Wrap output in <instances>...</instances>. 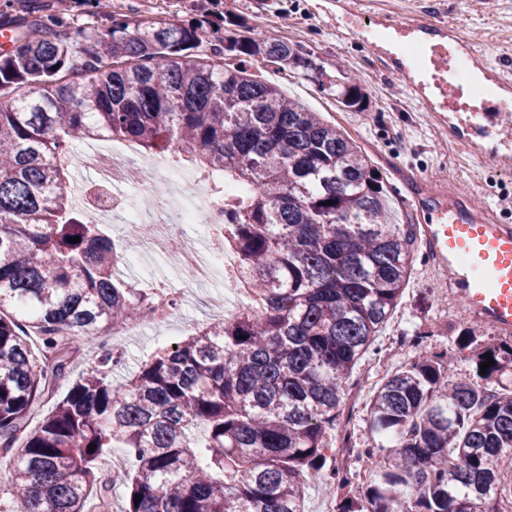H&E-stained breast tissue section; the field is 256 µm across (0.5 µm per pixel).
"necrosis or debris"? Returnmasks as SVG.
Masks as SVG:
<instances>
[{
	"label": "necrosis or debris",
	"instance_id": "4bbe7bcc",
	"mask_svg": "<svg viewBox=\"0 0 512 512\" xmlns=\"http://www.w3.org/2000/svg\"><path fill=\"white\" fill-rule=\"evenodd\" d=\"M134 163L146 181L165 176V204H157L151 197L146 181L141 185L128 182L127 171ZM77 164L94 179L92 184L71 187L75 207L94 221L121 214L130 236L138 235L141 225H151L145 247L168 259L181 275L177 282L160 278L147 283L145 306L135 320L118 325V334H131L144 325H167L174 319L184 292L213 281L217 272H224L230 287L245 288L237 267H224L223 244L213 240L215 226L224 217L215 204L213 187L203 179H188L170 167L165 156L144 158L136 151L111 149L100 142L85 144L77 154Z\"/></svg>",
	"mask_w": 512,
	"mask_h": 512
}]
</instances>
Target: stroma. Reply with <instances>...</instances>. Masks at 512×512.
Listing matches in <instances>:
<instances>
[{
    "label": "stroma",
    "mask_w": 512,
    "mask_h": 512,
    "mask_svg": "<svg viewBox=\"0 0 512 512\" xmlns=\"http://www.w3.org/2000/svg\"><path fill=\"white\" fill-rule=\"evenodd\" d=\"M363 10L395 25L446 22L492 62L504 64L506 76L512 78V0H433L429 9L422 8L421 0H364ZM202 13L211 14L219 24L236 18L256 38L286 40L324 67L326 76L320 85L298 71L268 67L264 73L287 97L321 113L357 143L384 182L392 223L410 225L416 235L421 232L407 206L412 192L407 175L414 172L422 176L425 187L466 196L475 208L512 224V173L477 163L467 143L453 137L410 96L404 77L378 68L368 45L347 37L329 0H0V24L15 27L34 19L45 23L56 19L78 48L84 47L86 32L107 33L116 18L135 16L186 26ZM343 77L360 86L365 111H347L337 103L333 85ZM458 297L421 248H414L401 301L381 329L375 351L355 367L353 385L369 375L379 379L390 375L427 351L454 355L455 379L475 380L468 352L457 348V332L471 329L480 341L497 337L498 332L457 308ZM234 303V295L220 278L187 296L167 328L144 326L120 337L124 354L112 370L113 377L137 370L159 348L182 340L192 325L212 322L216 311ZM370 398L367 391L355 401L343 397L336 431L349 433L355 449L349 453L336 444L328 454L329 465L356 472L360 484L372 477L365 458L355 454L370 439Z\"/></svg>",
    "instance_id": "obj_1"
}]
</instances>
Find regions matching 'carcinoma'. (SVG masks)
<instances>
[{
  "instance_id": "1",
  "label": "carcinoma",
  "mask_w": 512,
  "mask_h": 512,
  "mask_svg": "<svg viewBox=\"0 0 512 512\" xmlns=\"http://www.w3.org/2000/svg\"><path fill=\"white\" fill-rule=\"evenodd\" d=\"M211 27L207 16L125 17L77 51L43 23L0 55V468L17 495L0 512H86L114 448L130 463L126 512H304L310 472L352 483L326 453L351 374L404 291L413 238L390 222L385 188L344 130L243 67L301 68L318 82L320 65L231 20L196 60ZM336 101L365 109L359 85L339 78ZM103 137L183 152L223 178L224 241L264 308L195 329L118 383L102 356L33 427L71 337L107 336L145 301L111 239L71 204L58 162ZM457 343L477 381L427 352L376 386L371 443L356 449L376 475L337 512L512 504L497 467L512 458V343L467 330Z\"/></svg>"
}]
</instances>
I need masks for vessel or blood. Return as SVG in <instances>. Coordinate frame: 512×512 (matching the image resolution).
Segmentation results:
<instances>
[{
    "mask_svg": "<svg viewBox=\"0 0 512 512\" xmlns=\"http://www.w3.org/2000/svg\"><path fill=\"white\" fill-rule=\"evenodd\" d=\"M395 39L409 41L415 55L394 50ZM369 48L382 69L407 76L412 98L465 140L481 164L512 167V142L482 121L488 105L512 113V80L471 42L445 23L414 24L395 27L392 39ZM412 205L434 267L447 272L474 317L511 334L512 225L496 223L464 196L420 191Z\"/></svg>",
    "mask_w": 512,
    "mask_h": 512,
    "instance_id": "vessel-or-blood-1",
    "label": "vessel or blood"
}]
</instances>
